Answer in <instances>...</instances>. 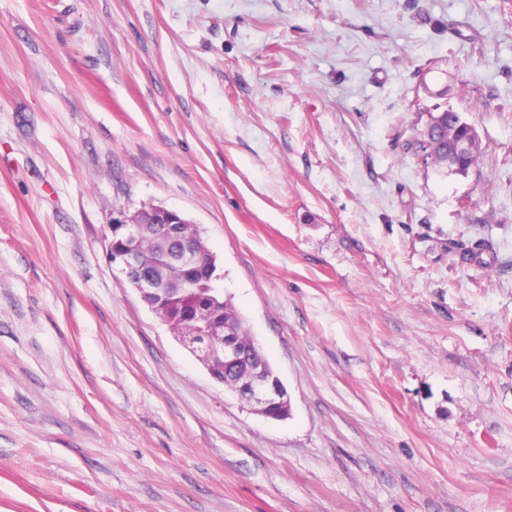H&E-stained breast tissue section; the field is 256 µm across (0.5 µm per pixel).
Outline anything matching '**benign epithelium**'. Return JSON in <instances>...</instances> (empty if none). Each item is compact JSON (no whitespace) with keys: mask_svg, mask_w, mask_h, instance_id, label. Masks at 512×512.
<instances>
[{"mask_svg":"<svg viewBox=\"0 0 512 512\" xmlns=\"http://www.w3.org/2000/svg\"><path fill=\"white\" fill-rule=\"evenodd\" d=\"M440 125L436 120L424 128L417 136L421 148L416 157L424 164L433 156L432 134ZM478 134L471 124H466V133L454 143V153L460 159L476 152ZM147 212L155 216L156 223L165 225L169 235L176 233L175 225L185 223L184 215L176 210L154 206ZM144 212L119 210L112 215V223L107 225L111 233L107 252L113 263L127 269V278L139 294L140 299L163 323L168 324L172 312L166 303V292L157 287L154 278L137 263V250ZM178 317L196 327L193 336H181L180 342L203 365L210 377L224 383V370L235 366L242 358V351L231 338V332L224 326L222 312L217 305L209 307L185 308ZM239 399L251 409L266 418L288 416L290 399L283 382L262 372L247 378L236 391Z\"/></svg>","mask_w":512,"mask_h":512,"instance_id":"obj_1","label":"benign epithelium"}]
</instances>
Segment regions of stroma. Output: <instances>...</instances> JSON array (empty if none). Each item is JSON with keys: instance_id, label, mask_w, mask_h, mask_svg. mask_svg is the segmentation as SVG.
Returning <instances> with one entry per match:
<instances>
[{"instance_id": "obj_1", "label": "stroma", "mask_w": 512, "mask_h": 512, "mask_svg": "<svg viewBox=\"0 0 512 512\" xmlns=\"http://www.w3.org/2000/svg\"><path fill=\"white\" fill-rule=\"evenodd\" d=\"M151 205L289 418L108 260ZM0 512H512V0H0ZM478 144V134L475 128L467 123L466 133L454 143V153L459 159L468 157L462 164L463 170H468L476 164L477 154L476 146ZM474 155L470 156L471 154ZM470 156V157H469ZM216 274L215 267L206 264L197 266L193 271L191 284L185 288L186 291L174 293L168 299L174 307L187 306L200 301H209L213 296L215 286L213 285ZM215 295L222 297L219 311L216 298L209 307L185 308L178 312V317L185 322L194 325L197 329L194 336H181L187 333L178 321L171 325L172 333L179 336L178 339L196 359L203 365L210 377L218 383L225 384L234 391L239 399L248 404L251 409L266 418L277 420L278 417L288 416L290 399L288 392L279 378H270L263 372L247 378L241 385L249 370L243 367L231 370L224 374V370L235 366L242 358V351L237 347L231 338L230 326L238 344L245 347L253 355V362H261L263 352L258 343L251 336L244 326L243 318L237 312L229 296L215 288ZM239 386V387H238ZM238 387V389H237ZM237 389V391L233 390ZM275 415V416H274Z\"/></svg>"}]
</instances>
